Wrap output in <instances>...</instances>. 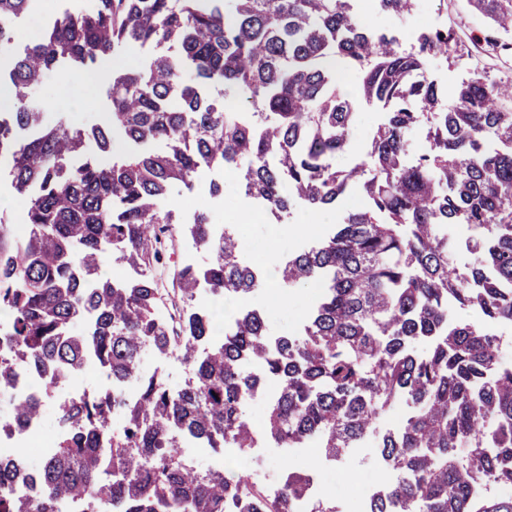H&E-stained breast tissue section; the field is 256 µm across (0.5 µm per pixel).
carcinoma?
I'll return each mask as SVG.
<instances>
[{"label":"carcinoma","mask_w":512,"mask_h":512,"mask_svg":"<svg viewBox=\"0 0 512 512\" xmlns=\"http://www.w3.org/2000/svg\"><path fill=\"white\" fill-rule=\"evenodd\" d=\"M32 2L0 0V48L11 47L14 21ZM357 2L92 0L0 69L11 92L0 158L27 226L16 236L0 223V305L13 317L0 339V392L22 369L48 386L89 367L112 377V390L60 411L64 430L34 493L19 489L23 473L0 457V512H294L308 470L285 468L270 499L248 475L183 460L188 439L250 453L256 430L243 406L269 379L278 390L263 434L279 447L312 441L336 458L376 436L392 481L367 512H512V499L476 489L512 484V366L499 363L484 327L512 326V82L476 72L442 89L423 71L429 57L448 55L453 33L427 30L406 50L360 23ZM374 2L393 18L417 6ZM469 3L488 22L470 43L508 65L512 0ZM121 45L154 53L112 77L105 121L52 123L31 104L58 63H95ZM346 74L356 76L354 97L340 86ZM217 87L224 94L210 93ZM359 99L380 105L386 120L365 158L338 170ZM24 129L34 136L20 138ZM117 137L134 148L110 166L83 153L91 140L106 152ZM204 166L233 173L277 220L298 204L332 210L364 190L363 205L279 268L288 286L322 282L301 335H272L265 311L247 305L260 280L240 261L239 238L215 236L206 210L180 222V233L208 261L180 266L177 287L165 290L175 242L168 200ZM458 225L472 256L460 272ZM113 253L136 278L101 275ZM202 285L240 303L219 340L198 303ZM462 310L481 319L462 321ZM146 351L178 353L190 369L185 385L172 390L145 372ZM396 402L409 409L405 425L381 429ZM11 413L21 426L41 405L15 399Z\"/></svg>","instance_id":"obj_1"}]
</instances>
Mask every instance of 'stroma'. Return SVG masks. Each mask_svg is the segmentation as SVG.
<instances>
[{"mask_svg":"<svg viewBox=\"0 0 512 512\" xmlns=\"http://www.w3.org/2000/svg\"><path fill=\"white\" fill-rule=\"evenodd\" d=\"M424 2L423 14L427 23L434 28L456 29L460 38H467L470 33L482 30L486 25L485 18L470 9L468 0ZM89 3L90 0H35L31 11L15 24V52H22L26 46L34 43L45 28L64 11L76 13L85 9ZM84 72V67L74 63H60L33 90L32 104L44 107L54 119L79 125L102 121L110 103L108 81L97 80L84 86L83 94L88 103L83 107L55 97L57 86L63 77L77 76ZM357 112L358 122L354 137L349 149L337 157V167L348 168L358 163L373 131L385 119L384 110L365 101L358 103ZM217 181L224 184V194L220 197L211 196L209 193L211 183ZM254 206V199L245 197L233 179L227 178L221 170L208 168L200 170L193 190L177 192L172 200L175 213L206 209L212 212L213 221L217 224L223 223L225 211L250 212ZM305 213V208L299 206L295 208L292 219L287 221L278 223L257 220L247 224L241 259L265 279L274 280L277 269L289 254L310 247L327 232L328 226L324 223L310 232L299 231L298 222ZM274 238L281 239L283 247L272 253L268 250V243ZM314 296L315 293L309 286L286 288L277 284L274 290H261L252 298L251 303L268 310V320L274 335H292L300 331L303 318L314 302ZM111 385V379L99 370L84 371L67 377L46 399V409L42 416L44 426L54 428L53 414L61 403L108 389ZM256 451L264 456L265 469L260 475L262 482L279 481L282 470L287 465L309 470L326 483L325 499L336 506L341 505L355 490L369 486L380 487L387 479L385 470L381 469L378 462V450L371 444L363 448L347 449L334 460L314 452L292 456L287 449L268 447L263 439L259 440Z\"/></svg>","mask_w":512,"mask_h":512,"instance_id":"35a3bbf8","label":"stroma"}]
</instances>
